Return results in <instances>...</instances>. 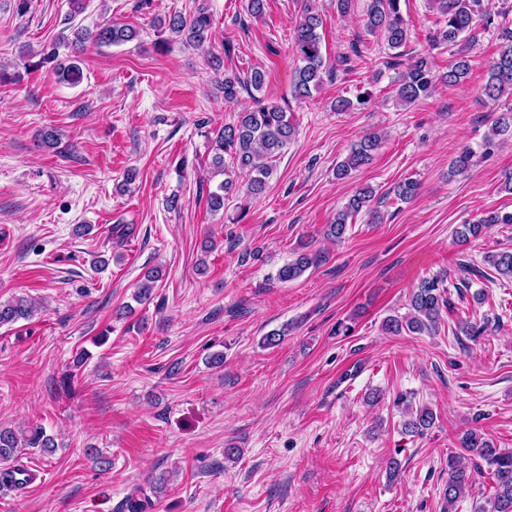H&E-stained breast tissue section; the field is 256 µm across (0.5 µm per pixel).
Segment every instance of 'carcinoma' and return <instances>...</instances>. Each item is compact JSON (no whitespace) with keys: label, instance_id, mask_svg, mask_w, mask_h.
I'll list each match as a JSON object with an SVG mask.
<instances>
[{"label":"carcinoma","instance_id":"1","mask_svg":"<svg viewBox=\"0 0 512 512\" xmlns=\"http://www.w3.org/2000/svg\"><path fill=\"white\" fill-rule=\"evenodd\" d=\"M312 0H305L299 22L294 27L291 44L300 65L295 70L292 83L294 98L302 100L311 96L312 90L323 82L326 63L321 52V36L318 29L323 27L322 15L311 6ZM482 0H429V8L443 19L431 35L432 46H451L460 41L476 39V17L480 14ZM166 29L188 46L200 47L210 37L211 16L206 4L197 5L193 15L186 17L175 13L164 20ZM365 25L372 33L384 38L387 46L397 50L407 44L410 29L401 12V0H367ZM138 37V31L118 23L105 24L95 30L79 27L72 32V38H62V43L71 50L72 63L67 66L57 64L58 46L53 43L39 52L40 59L33 63L39 68L55 64L61 80L70 84L80 81V68L75 63L87 43L98 45H119ZM499 49L488 68V78L482 93L494 101L504 96H512V26H498ZM470 70L469 59L459 53L448 70L440 75L433 71L432 60L427 55L414 57L403 72L396 95L401 105H410L429 94L436 80L450 86L465 80ZM266 81L265 71L251 67L243 75L233 71L224 72V99L236 100L243 92L252 100V106L237 113L236 118L224 127L208 132L213 144L212 166L223 176L215 189L208 191L207 204L211 211L224 209L226 198L233 194H243L246 202L265 194L274 174V162L295 138L296 126L288 116V106L272 102L259 95ZM512 138V105L506 107L491 122L486 144L492 146L501 136ZM382 144L378 134L365 137L355 143L347 156L336 166V178L345 179L351 172L369 164ZM419 183L406 179L394 187V193L402 201L414 199ZM375 192L360 188L352 194L344 206L336 212L333 222L325 225L324 237L339 241L348 231L349 219L363 209L370 207ZM496 224H512V212L502 213L487 210L472 224L462 225L456 231L458 242L465 243L477 237L488 227ZM325 261L322 251L305 244L296 252L294 259L283 265L277 272V279L290 282L301 277L307 270L315 269ZM484 262L501 277L512 281V250L498 251L484 257ZM464 276L453 284L459 298L471 288L472 277L489 278L486 271L467 264L460 266ZM162 277V270L155 268L146 274L137 290L136 299H150L154 284ZM448 275L439 274L421 281L409 297V311L403 316H390L383 328L388 334H432L440 324L442 310L451 309L452 303L445 296ZM38 307L24 296L13 297L0 302V324H12L28 320L37 314ZM394 405L404 409L409 419L404 421V432L420 435L433 423V413L422 409L411 414L410 404L405 396H398ZM58 447L53 436L41 426H32L15 431L0 427V461L15 455L20 448H38L49 455ZM458 447L480 462L468 464L460 454L448 455V482L444 488L446 512H456V504L472 489L473 471L482 467L490 471L494 482L493 493L486 504L477 512H512V450H501L491 444L477 429H469L458 437Z\"/></svg>","mask_w":512,"mask_h":512}]
</instances>
